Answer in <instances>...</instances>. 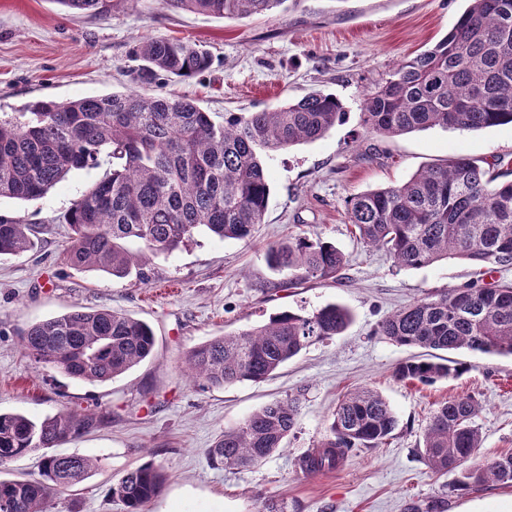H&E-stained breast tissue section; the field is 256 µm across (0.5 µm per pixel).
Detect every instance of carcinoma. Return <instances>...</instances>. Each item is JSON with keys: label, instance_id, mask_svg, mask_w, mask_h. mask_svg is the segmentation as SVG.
I'll list each match as a JSON object with an SVG mask.
<instances>
[{"label": "carcinoma", "instance_id": "1", "mask_svg": "<svg viewBox=\"0 0 512 512\" xmlns=\"http://www.w3.org/2000/svg\"><path fill=\"white\" fill-rule=\"evenodd\" d=\"M75 12L102 14L106 0H56ZM288 0H161L164 8L217 18L262 15ZM454 26L431 48L399 63L363 95L368 133L393 138L433 127L474 131L512 123V0H467ZM139 78L188 79L210 56L180 39H150L133 49ZM332 94L310 93L273 111L226 112L217 118L193 98L150 97L136 90L57 102L38 101L0 116V199L32 201L74 171L108 167L62 216L71 235L65 253L77 269L149 281L126 248L136 240L170 255L203 228L221 241L247 240L262 223L270 195L267 160L323 138L344 115ZM349 223L367 246L394 265L421 269L460 259L491 272L512 266V172L504 158L458 156L408 181L346 199ZM40 230L19 213L0 211V256L36 247ZM267 262L288 288L309 280H341L347 260L319 236L270 246ZM349 310L330 303L312 313L284 310L262 325L213 336L192 347L190 378L211 386L261 382L309 346L341 335ZM375 335L400 346L454 353L512 356V281H476L428 295L378 323ZM22 346L35 362L91 383L117 378L146 360L151 327L107 307H76L28 326ZM460 363L413 357L395 369L401 381L430 385L456 377ZM471 395L437 405L421 454L436 472L460 469L450 491L512 486V452L478 456ZM299 402L274 400L220 433L209 459L226 469L255 466L281 449L297 424ZM100 417L62 410L42 420L0 413V466L38 448H54L95 427ZM397 419L377 391L349 392L331 414L329 434L307 454V474L333 471L354 448H378ZM97 459L80 453L46 456L39 477L0 478V512H53L62 495L84 481ZM166 480L147 461L112 484L126 512H144Z\"/></svg>", "mask_w": 512, "mask_h": 512}]
</instances>
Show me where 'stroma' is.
Instances as JSON below:
<instances>
[{
	"label": "stroma",
	"instance_id": "stroma-1",
	"mask_svg": "<svg viewBox=\"0 0 512 512\" xmlns=\"http://www.w3.org/2000/svg\"><path fill=\"white\" fill-rule=\"evenodd\" d=\"M109 2L107 13L94 16L57 0H0V114L39 100L129 89L197 98L219 114L273 109L321 91L335 95L345 114L323 138L268 160V206L251 239L197 233L171 255L148 257L145 284L79 271L65 259L69 227L59 218L100 169L71 173L37 200H0V208L46 227L35 250L0 257V412L34 419L63 409L108 415L58 448L98 459L60 500V512H124L110 488L148 460L161 464L167 478L145 512H260L270 500L286 503L287 512H410L440 498L446 512H512V487L452 491L457 472H433L420 452L437 403L469 394L483 406L476 420L481 455L512 452V359L460 351L453 355L464 366L459 377L411 384L394 370L414 348L374 333L414 300L479 280L477 268L457 259L397 268L352 234L345 208L347 197L401 184L460 155L512 160L511 124L384 139L364 134V92L442 38L464 0H288L287 10L246 19L170 11L160 0ZM161 38L197 44L209 53V68L187 80L140 83L132 51ZM315 234L344 252L342 283L283 287V275L266 262L268 247ZM329 303L351 312L346 331L311 345L265 381L215 388L184 372L186 353L211 337L263 324L285 309L309 313ZM77 306H107L147 322L156 336L152 356L105 383L39 367L22 350V330ZM365 386L394 410L392 436L381 447L354 449L335 471L304 474L300 459L327 435L337 399ZM290 397L299 399L300 413L283 449L250 468L212 465L206 450L225 428Z\"/></svg>",
	"mask_w": 512,
	"mask_h": 512
}]
</instances>
